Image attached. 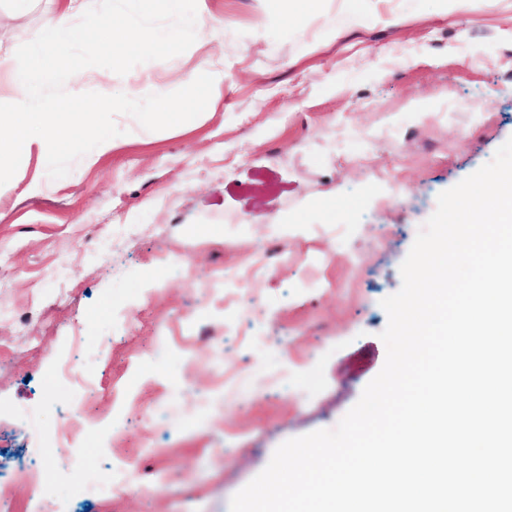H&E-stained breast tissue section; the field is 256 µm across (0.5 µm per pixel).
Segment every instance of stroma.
Wrapping results in <instances>:
<instances>
[{
    "instance_id": "35a3bbf8",
    "label": "stroma",
    "mask_w": 512,
    "mask_h": 512,
    "mask_svg": "<svg viewBox=\"0 0 512 512\" xmlns=\"http://www.w3.org/2000/svg\"><path fill=\"white\" fill-rule=\"evenodd\" d=\"M55 6L0 0L18 66L35 63L30 35ZM196 33L102 92L223 72L197 118L149 131L116 115L99 157L81 129H49L45 151L6 163L0 477L33 457L62 477L53 367L97 349L104 325L85 465L110 470L124 449L143 486L111 501L75 490L61 508L17 490L35 512H230L280 444L357 403L386 359L380 302L438 195L512 137V0H199ZM216 269L224 296L210 300ZM222 371L253 381L228 399Z\"/></svg>"
}]
</instances>
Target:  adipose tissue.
<instances>
[{
    "label": "adipose tissue",
    "mask_w": 512,
    "mask_h": 512,
    "mask_svg": "<svg viewBox=\"0 0 512 512\" xmlns=\"http://www.w3.org/2000/svg\"><path fill=\"white\" fill-rule=\"evenodd\" d=\"M81 8L80 0H62L57 11L49 13L43 26L33 32L31 43L41 58L37 67H17L9 54L0 52V74L7 75L13 86L11 96H0V129L11 131L8 139H0V158L45 149L47 143L40 136L41 130L75 122L84 124L88 121L89 112L111 108L112 103L106 98L89 101L84 112L69 111L64 105L53 112H41L33 104L41 86L55 71L54 58L74 38L71 19Z\"/></svg>",
    "instance_id": "adipose-tissue-1"
}]
</instances>
